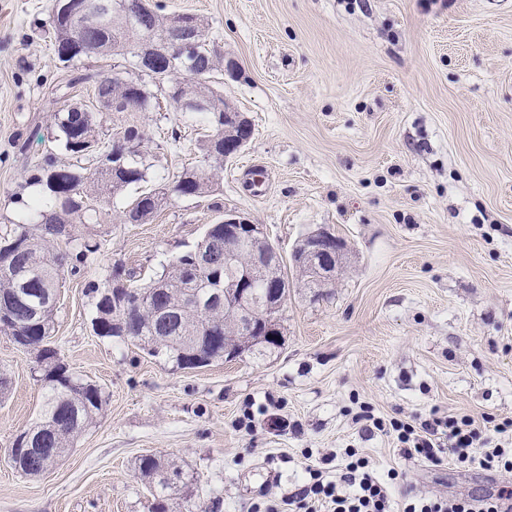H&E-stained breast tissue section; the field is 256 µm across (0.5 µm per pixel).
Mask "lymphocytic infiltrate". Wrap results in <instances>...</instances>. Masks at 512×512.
<instances>
[{
  "instance_id": "f902f5d3",
  "label": "lymphocytic infiltrate",
  "mask_w": 512,
  "mask_h": 512,
  "mask_svg": "<svg viewBox=\"0 0 512 512\" xmlns=\"http://www.w3.org/2000/svg\"><path fill=\"white\" fill-rule=\"evenodd\" d=\"M366 422L382 433H396L404 455L434 465L478 466L487 471L512 473V448L482 435L469 416H433L413 425L398 419L366 414ZM308 481L286 498L293 512H512V490L468 501L447 497L403 496L393 501L390 487L398 472L379 476L368 457L349 448L336 465L335 479L319 468H308Z\"/></svg>"
}]
</instances>
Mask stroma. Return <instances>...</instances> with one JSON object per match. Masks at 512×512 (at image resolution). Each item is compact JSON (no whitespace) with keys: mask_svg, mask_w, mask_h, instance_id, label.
<instances>
[{"mask_svg":"<svg viewBox=\"0 0 512 512\" xmlns=\"http://www.w3.org/2000/svg\"><path fill=\"white\" fill-rule=\"evenodd\" d=\"M201 17L223 67L214 89L254 128L213 192L170 198L142 224L113 195L100 249L57 290L50 344L105 395L95 424L48 473L8 461L42 405L36 351L0 334V512H148L142 455L175 463L171 504L254 512L307 479V465L358 448L423 496L481 499L512 474L404 458L356 421H422L432 409L512 419V0H163ZM56 0H0V229L39 195L29 177L68 87L49 18ZM149 188L204 167L200 123L137 113ZM234 210L264 225L283 260L324 227L346 243L334 285L288 274L283 342L262 355L177 370L130 340L93 333L88 281L120 264L162 273ZM252 409L251 428L239 425ZM310 449L303 457L302 449Z\"/></svg>","mask_w":512,"mask_h":512,"instance_id":"stroma-1","label":"stroma"}]
</instances>
